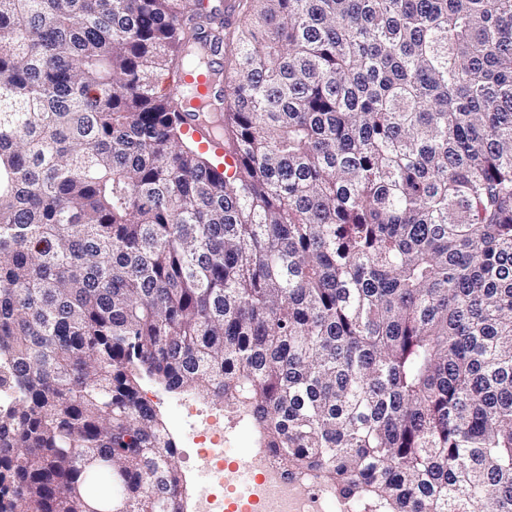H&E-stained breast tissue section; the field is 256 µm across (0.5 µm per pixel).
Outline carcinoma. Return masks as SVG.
<instances>
[{
    "instance_id": "obj_1",
    "label": "carcinoma",
    "mask_w": 512,
    "mask_h": 512,
    "mask_svg": "<svg viewBox=\"0 0 512 512\" xmlns=\"http://www.w3.org/2000/svg\"><path fill=\"white\" fill-rule=\"evenodd\" d=\"M235 10L0 0V512H183L145 376L365 512H512V0ZM203 50L208 54V63L205 67L180 71L172 83L173 92L183 87H191L195 97L191 100V106L198 108L212 100L217 94V78L216 72L222 68L224 60L221 52L212 51L208 46H203ZM184 132L187 133L189 136L185 135V138L187 141L191 142L192 144L199 147L201 152L209 151L207 154H213L215 151L216 154L221 157L219 160L221 162H225L226 157H230L233 160V157L227 150L218 151L215 149H208L203 150L200 148L198 144H200L202 147L206 148H216V149H222L223 145V135L219 134L221 130V125L219 124H197V122L188 124L184 126ZM198 143H196L193 139ZM224 156V158L222 157ZM228 158V162H232V160ZM234 161V160H233Z\"/></svg>"
}]
</instances>
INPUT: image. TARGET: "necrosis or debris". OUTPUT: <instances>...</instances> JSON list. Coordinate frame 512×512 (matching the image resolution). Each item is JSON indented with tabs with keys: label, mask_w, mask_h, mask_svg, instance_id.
<instances>
[{
	"label": "necrosis or debris",
	"mask_w": 512,
	"mask_h": 512,
	"mask_svg": "<svg viewBox=\"0 0 512 512\" xmlns=\"http://www.w3.org/2000/svg\"><path fill=\"white\" fill-rule=\"evenodd\" d=\"M181 408L188 420L182 435L200 479L191 512H351V504L334 487L290 469L269 449L255 448L248 459L230 466L223 414L189 401Z\"/></svg>",
	"instance_id": "obj_1"
}]
</instances>
